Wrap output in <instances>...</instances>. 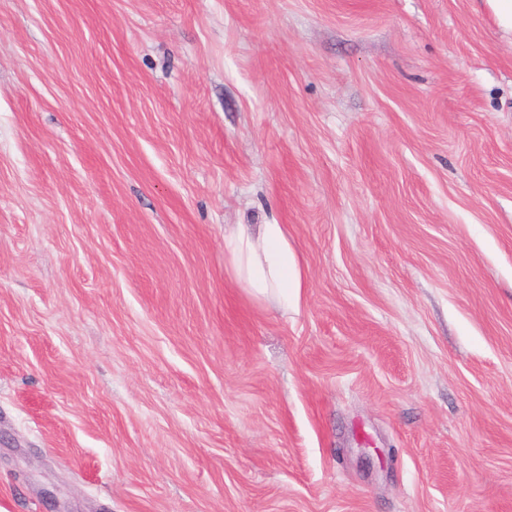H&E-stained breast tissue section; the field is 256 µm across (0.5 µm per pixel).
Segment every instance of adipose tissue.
I'll list each match as a JSON object with an SVG mask.
<instances>
[{
	"instance_id": "ef3b65f1",
	"label": "adipose tissue",
	"mask_w": 512,
	"mask_h": 512,
	"mask_svg": "<svg viewBox=\"0 0 512 512\" xmlns=\"http://www.w3.org/2000/svg\"><path fill=\"white\" fill-rule=\"evenodd\" d=\"M228 275L257 301L298 305L307 271L284 224H238L224 233Z\"/></svg>"
}]
</instances>
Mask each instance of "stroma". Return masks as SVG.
Returning <instances> with one entry per match:
<instances>
[{
    "label": "stroma",
    "mask_w": 512,
    "mask_h": 512,
    "mask_svg": "<svg viewBox=\"0 0 512 512\" xmlns=\"http://www.w3.org/2000/svg\"><path fill=\"white\" fill-rule=\"evenodd\" d=\"M0 512H512L482 0H0ZM228 275L252 298L278 307L298 306L307 271L284 224H236L224 230Z\"/></svg>",
    "instance_id": "obj_1"
}]
</instances>
